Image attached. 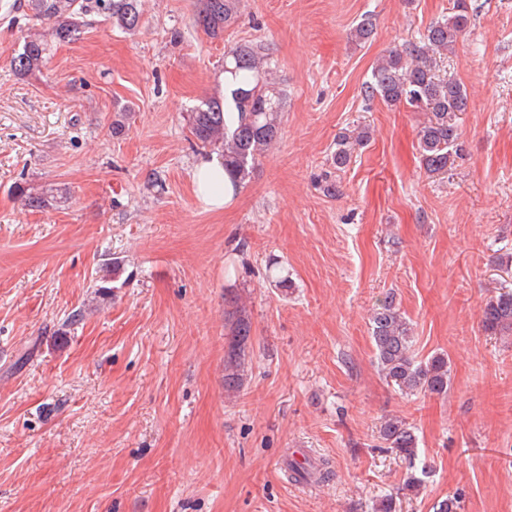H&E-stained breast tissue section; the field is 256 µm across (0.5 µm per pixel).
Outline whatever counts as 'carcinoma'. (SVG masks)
Masks as SVG:
<instances>
[{
    "instance_id": "cac0c4a2",
    "label": "carcinoma",
    "mask_w": 512,
    "mask_h": 512,
    "mask_svg": "<svg viewBox=\"0 0 512 512\" xmlns=\"http://www.w3.org/2000/svg\"><path fill=\"white\" fill-rule=\"evenodd\" d=\"M241 0H200L195 26L211 40L224 39V31L237 18ZM25 7L35 21L48 20L51 27L25 38L22 51L12 57L15 72L31 76L41 71L56 42L80 38L89 25L88 17L99 15L112 26L131 32L139 28L143 16L142 0H27ZM471 23L467 0H453L448 14L432 22L421 44L391 49L371 70L367 84L369 95L390 106H409L426 114L418 131L420 168L431 176L448 173L465 156L462 132L457 116L467 111L468 94L464 86L448 76L435 73L437 60L448 58L459 35ZM371 16L362 17L351 30L350 41L362 45L374 33ZM284 90L274 78L269 49L263 43L236 45L224 52V98H210L188 113V124L199 148L221 151L224 172L234 186L250 177L258 159L264 156L281 135ZM371 138L363 127L352 134L336 135V150L331 156L340 170L353 153ZM23 205L46 209L57 201L51 191L32 193L17 189ZM230 310L232 341L224 374V389L241 386L246 343L251 322L238 297H226ZM480 323L493 336L512 335V291L502 290L486 299ZM377 364L384 379L404 394L448 395L450 369L448 357L435 354L419 360L413 353L414 336L393 297L382 301L369 319ZM386 447L407 464V476L401 487L406 495H416L425 484L426 469H417L419 440L415 428L399 417H389L380 428Z\"/></svg>"
}]
</instances>
